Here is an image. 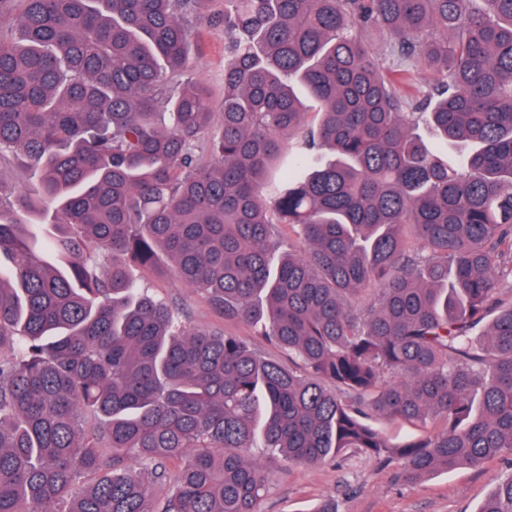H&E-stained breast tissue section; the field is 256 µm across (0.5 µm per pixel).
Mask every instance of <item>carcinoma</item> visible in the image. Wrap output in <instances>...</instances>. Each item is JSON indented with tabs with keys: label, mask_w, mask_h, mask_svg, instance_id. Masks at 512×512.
Masks as SVG:
<instances>
[{
	"label": "carcinoma",
	"mask_w": 512,
	"mask_h": 512,
	"mask_svg": "<svg viewBox=\"0 0 512 512\" xmlns=\"http://www.w3.org/2000/svg\"><path fill=\"white\" fill-rule=\"evenodd\" d=\"M376 28L442 78L407 91ZM294 140L328 160L291 175ZM14 162L39 176L0 184V512H260L259 440L409 483L500 458L478 512H512V0H0ZM163 256L288 362L149 296ZM197 75L206 80L217 107L224 96V31L201 27L195 32ZM393 444H400L424 434V427L419 422H389L382 419L373 421Z\"/></svg>",
	"instance_id": "1"
}]
</instances>
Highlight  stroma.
Segmentation results:
<instances>
[{
    "mask_svg": "<svg viewBox=\"0 0 512 512\" xmlns=\"http://www.w3.org/2000/svg\"><path fill=\"white\" fill-rule=\"evenodd\" d=\"M194 41L196 72L209 86L212 102L220 103L224 96V34L202 27ZM143 284L155 297L179 303L188 311L190 324L226 332L263 348L251 326L224 319L204 294L177 282L171 272L146 271ZM256 454L272 472L261 512H317L326 501L334 502L337 512H478L488 493L511 469L494 459L408 484L393 466L354 449L318 465H289L261 448Z\"/></svg>",
    "mask_w": 512,
    "mask_h": 512,
    "instance_id": "obj_1",
    "label": "stroma"
}]
</instances>
